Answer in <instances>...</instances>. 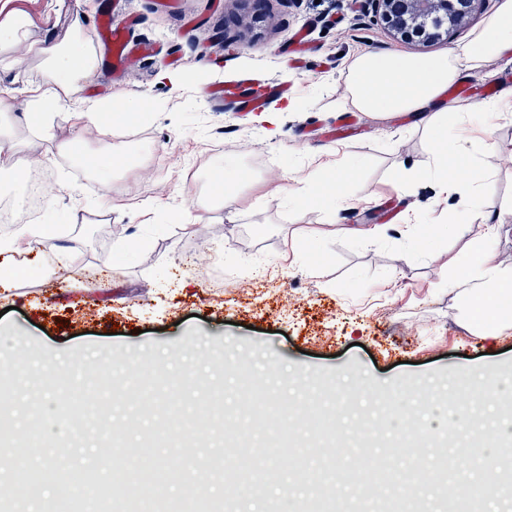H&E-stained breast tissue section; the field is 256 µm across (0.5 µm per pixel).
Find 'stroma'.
Wrapping results in <instances>:
<instances>
[{
    "label": "stroma",
    "mask_w": 512,
    "mask_h": 512,
    "mask_svg": "<svg viewBox=\"0 0 512 512\" xmlns=\"http://www.w3.org/2000/svg\"><path fill=\"white\" fill-rule=\"evenodd\" d=\"M499 3L483 0L448 37L423 46L391 37L368 0H265L260 11L253 0H0V26L23 18L27 41L63 43L74 22L86 26L102 64L68 108L84 97L108 109L131 95L148 113L112 131V143L135 160L113 174L118 206L100 221L96 178L62 151L68 125L42 138L21 120L29 89L47 82L46 71L24 43L0 48L13 62L0 71V104L18 118L12 138L28 169L46 172L53 195L32 221L54 225L58 245L73 252L63 268L45 253L25 254L31 276L0 287V349L27 361L62 357L111 389L113 401L135 404L128 422L108 424L102 411L95 425L124 440L121 458L146 450L168 477L165 501L175 510L188 483L201 489L209 512H241L249 497L262 512H333L336 484L349 512H391L398 475L412 469L429 481L410 512H448L463 484L481 502L490 475L481 459L449 473L435 459L436 450L451 457L460 444L448 425L451 408H472L481 429L512 425V324L496 338L478 335L467 321L469 289L448 285L450 261L472 237L469 203L439 197L433 180L412 177L431 144L411 114L366 112L347 139L324 133L345 111L355 57H425L463 46ZM105 15L129 39L154 44L155 55L116 75L112 48L97 33ZM301 29L308 52L297 69L287 58ZM235 75L289 86L268 103L276 135L255 113L210 96ZM494 136L501 151L448 174L477 183L485 211L505 213L493 249L510 271L512 112L498 119ZM156 149L169 162L166 174L152 166ZM268 155L274 163L249 169L240 200L199 206L203 191L187 181L190 169ZM327 159L349 167L350 205L290 203L289 191L301 185L332 195L333 177L320 167ZM408 222H451L456 232L422 242L403 235ZM108 226L116 238L105 234ZM129 236L145 248L108 262L116 240ZM461 365L471 367L476 390L486 373L501 378L496 414L456 394ZM187 367L197 383L185 390L178 379ZM363 385L366 402L339 422L338 390ZM429 392L436 406L420 411ZM285 421L297 429L287 438ZM414 428L435 430L432 451L399 450ZM230 443L243 462L258 461L257 473L225 472ZM360 460L385 464L392 480L356 491L345 474Z\"/></svg>",
    "instance_id": "35a3bbf8"
}]
</instances>
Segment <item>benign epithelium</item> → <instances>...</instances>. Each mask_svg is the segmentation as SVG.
<instances>
[{"instance_id": "7a95c632", "label": "benign epithelium", "mask_w": 512, "mask_h": 512, "mask_svg": "<svg viewBox=\"0 0 512 512\" xmlns=\"http://www.w3.org/2000/svg\"><path fill=\"white\" fill-rule=\"evenodd\" d=\"M372 11L397 38L428 43L471 15L482 0H370Z\"/></svg>"}]
</instances>
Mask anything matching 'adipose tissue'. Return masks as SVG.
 I'll return each instance as SVG.
<instances>
[{"instance_id": "adipose-tissue-1", "label": "adipose tissue", "mask_w": 512, "mask_h": 512, "mask_svg": "<svg viewBox=\"0 0 512 512\" xmlns=\"http://www.w3.org/2000/svg\"><path fill=\"white\" fill-rule=\"evenodd\" d=\"M73 40L65 45L37 42L31 55L44 64L52 83L50 95L32 96L25 123L36 130L54 120L74 125L76 132L66 143V152L78 163H90L102 177L103 200L112 198V171L123 166L128 153L123 145L109 144L101 151L88 150L89 130L105 131L125 124L139 110L135 98L120 99L117 108L99 117L96 107L82 111L44 109L47 97L63 100L72 96L79 83L89 78L101 63L82 25H75ZM512 49V0H500L495 15L469 43L437 56L365 54L349 69L348 92L351 103L363 112L416 113L431 142L432 162L417 167L419 175H435L444 197L472 200L471 216L476 233L470 243L453 258L455 278L474 284L470 300V320L487 337L496 336L505 320L512 318V273L501 269L491 244L503 214L486 212L477 202L479 190L471 179L448 177L452 166L468 163L474 154L497 149L494 128L502 112H512V91L498 99L465 107L445 96L448 85L460 81L491 56Z\"/></svg>"}]
</instances>
